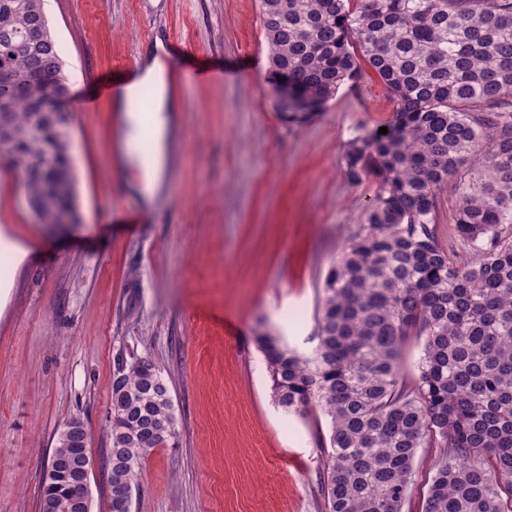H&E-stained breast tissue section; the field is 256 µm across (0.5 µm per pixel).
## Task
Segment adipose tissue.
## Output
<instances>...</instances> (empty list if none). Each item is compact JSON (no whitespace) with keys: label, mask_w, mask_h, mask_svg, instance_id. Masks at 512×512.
Instances as JSON below:
<instances>
[{"label":"adipose tissue","mask_w":512,"mask_h":512,"mask_svg":"<svg viewBox=\"0 0 512 512\" xmlns=\"http://www.w3.org/2000/svg\"><path fill=\"white\" fill-rule=\"evenodd\" d=\"M138 81H153L159 86L154 108L149 112L139 111L134 100V86H127L124 93L116 99L118 111L123 112L127 140L140 137L144 129H151L157 151H164L165 138L173 123V114L177 105L165 88V66L156 55H148L140 65Z\"/></svg>","instance_id":"adipose-tissue-1"}]
</instances>
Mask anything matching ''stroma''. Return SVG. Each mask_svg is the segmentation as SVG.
I'll use <instances>...</instances> for the list:
<instances>
[{
    "label": "stroma",
    "mask_w": 512,
    "mask_h": 512,
    "mask_svg": "<svg viewBox=\"0 0 512 512\" xmlns=\"http://www.w3.org/2000/svg\"><path fill=\"white\" fill-rule=\"evenodd\" d=\"M44 10L80 91L143 56L149 26L185 65L168 77L180 111L152 203L133 189L151 140L123 145L108 99L73 115L77 223H37L0 168L11 243L0 247V512H38L70 416L103 458L120 354L162 370L178 430L146 458L132 512H326L314 422L275 403L253 330L262 321L314 349L323 278L372 194L345 178L344 146L392 115L380 80L364 71L296 125L274 108L259 0H44ZM437 196L438 240L466 264L459 196L450 184Z\"/></svg>",
    "instance_id": "1"
}]
</instances>
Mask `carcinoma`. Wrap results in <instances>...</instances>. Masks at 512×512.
Instances as JSON below:
<instances>
[{"label":"carcinoma","instance_id":"carcinoma-1","mask_svg":"<svg viewBox=\"0 0 512 512\" xmlns=\"http://www.w3.org/2000/svg\"><path fill=\"white\" fill-rule=\"evenodd\" d=\"M272 79L321 106L363 67L393 101L388 133L346 144L348 182L374 185L364 224L321 287L313 354L260 323L276 404L321 412L329 512H512V0H260ZM43 0H0V161L21 180L37 221L77 220L72 116L57 42L30 38ZM56 70L47 84L43 73ZM458 180V265L435 235L437 190ZM422 340L418 374H402ZM109 498H132L143 462L176 436L168 383L153 363L119 355L112 375ZM166 425L168 432L160 431ZM433 474L412 508L419 450ZM91 455L68 418L46 461L40 502L70 507Z\"/></svg>","mask_w":512,"mask_h":512}]
</instances>
